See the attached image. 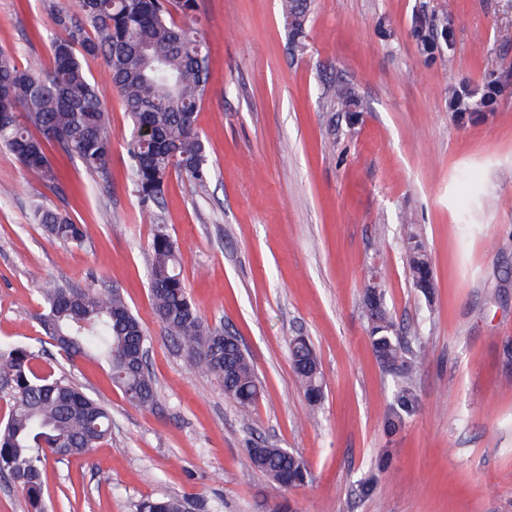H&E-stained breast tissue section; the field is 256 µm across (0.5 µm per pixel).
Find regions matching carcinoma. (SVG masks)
<instances>
[{"label": "carcinoma", "instance_id": "carcinoma-1", "mask_svg": "<svg viewBox=\"0 0 512 512\" xmlns=\"http://www.w3.org/2000/svg\"><path fill=\"white\" fill-rule=\"evenodd\" d=\"M309 6L310 0H281L283 16L294 14L291 36L303 34ZM52 17L58 36L51 45V65L37 61L21 67L0 52V147L53 192L60 189V179L47 155L49 146L77 157L87 173L105 175L112 152L109 112L83 65L84 57L100 56L130 120L128 157L142 205L159 202L173 172L206 187L212 166L191 120L207 96L210 70L197 0H81L75 9L53 10ZM34 218L53 238L77 245L84 241V226L58 210L38 204ZM406 267L413 286L430 294L431 257L412 233L406 239ZM149 276L154 312L191 366L219 381L224 394L240 405L253 403L260 386L249 356L224 332L204 325L188 298L180 250L160 227L150 243ZM365 310L372 346L404 398L426 351L419 349L412 359L405 355L383 301L367 302ZM38 320L60 356L70 361L99 355L129 403L154 404L148 364L138 357L148 338L119 289L56 283L43 292ZM38 358L25 345L0 346V391L12 400L0 426V473L21 489L32 512H46V463L82 455L110 436L112 415L67 378L38 370ZM291 358L304 395L319 403L323 375L307 338L293 340ZM248 454L279 488L309 479L304 462L284 448L266 443ZM137 512H185V501L145 499Z\"/></svg>", "mask_w": 512, "mask_h": 512}]
</instances>
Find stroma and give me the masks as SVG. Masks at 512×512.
<instances>
[{"mask_svg": "<svg viewBox=\"0 0 512 512\" xmlns=\"http://www.w3.org/2000/svg\"><path fill=\"white\" fill-rule=\"evenodd\" d=\"M66 2L0 0V49L21 65L49 59L50 8ZM198 10L207 187L175 174L160 205L141 204L99 58L85 68L110 111L106 177L52 147L55 193L0 150V344L39 347L41 290L61 281L120 288L150 340L148 408L101 361L38 359L112 414L110 437L48 462V512H136L164 496L192 512H512V0H312L297 39L280 0ZM340 86L355 106H337ZM457 90L472 117L449 111ZM39 202L84 225V244L46 236ZM160 226L199 316L248 352L260 383L249 410L189 371L152 311ZM410 231L432 256L429 299L406 273ZM377 271L402 344L428 353L405 404L369 338ZM297 336L320 362L317 405L296 383ZM267 442L300 457L309 481L279 488L254 468L248 450Z\"/></svg>", "mask_w": 512, "mask_h": 512, "instance_id": "obj_1", "label": "stroma"}]
</instances>
